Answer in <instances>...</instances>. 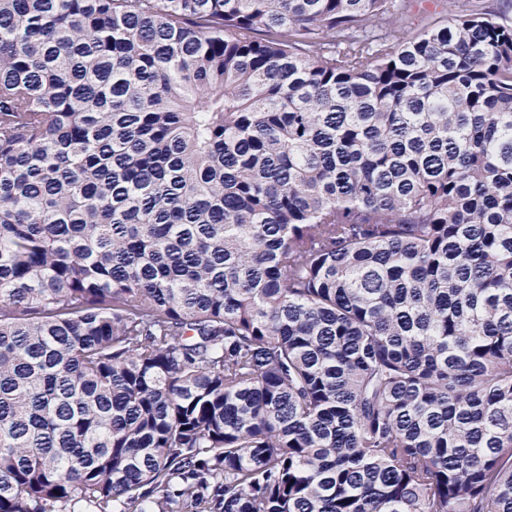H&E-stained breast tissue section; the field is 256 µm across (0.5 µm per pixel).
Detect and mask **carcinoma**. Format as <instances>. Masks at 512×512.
<instances>
[{"instance_id": "carcinoma-1", "label": "carcinoma", "mask_w": 512, "mask_h": 512, "mask_svg": "<svg viewBox=\"0 0 512 512\" xmlns=\"http://www.w3.org/2000/svg\"><path fill=\"white\" fill-rule=\"evenodd\" d=\"M0 0V512H512V19Z\"/></svg>"}]
</instances>
